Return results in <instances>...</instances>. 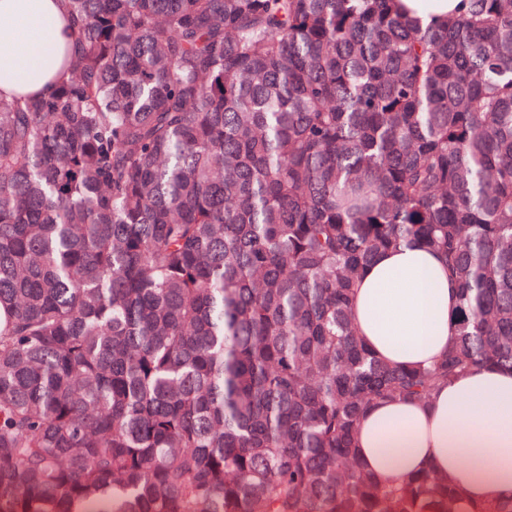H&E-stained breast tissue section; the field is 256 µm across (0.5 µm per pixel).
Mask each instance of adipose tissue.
<instances>
[{"label":"adipose tissue","mask_w":512,"mask_h":512,"mask_svg":"<svg viewBox=\"0 0 512 512\" xmlns=\"http://www.w3.org/2000/svg\"><path fill=\"white\" fill-rule=\"evenodd\" d=\"M0 94L44 95L63 74L73 45L63 0H0ZM361 337L380 359L426 366L448 349L458 315L445 263L421 243L380 254L354 295ZM355 446L378 478L432 468L461 486L472 504L512 496V372L481 367L428 403L382 401L358 423Z\"/></svg>","instance_id":"obj_1"}]
</instances>
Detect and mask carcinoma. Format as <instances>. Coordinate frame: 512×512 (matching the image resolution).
I'll list each match as a JSON object with an SVG mask.
<instances>
[{
  "label": "carcinoma",
  "mask_w": 512,
  "mask_h": 512,
  "mask_svg": "<svg viewBox=\"0 0 512 512\" xmlns=\"http://www.w3.org/2000/svg\"><path fill=\"white\" fill-rule=\"evenodd\" d=\"M65 0L76 48L0 97V512H461L355 448L379 401L512 370V0ZM423 241L444 353L352 312ZM410 17L429 23L443 20L448 13L459 12L460 0H399ZM361 337L396 365L432 363L448 350L458 315L457 288L445 263L421 243L380 254L354 295Z\"/></svg>",
  "instance_id": "carcinoma-1"
}]
</instances>
